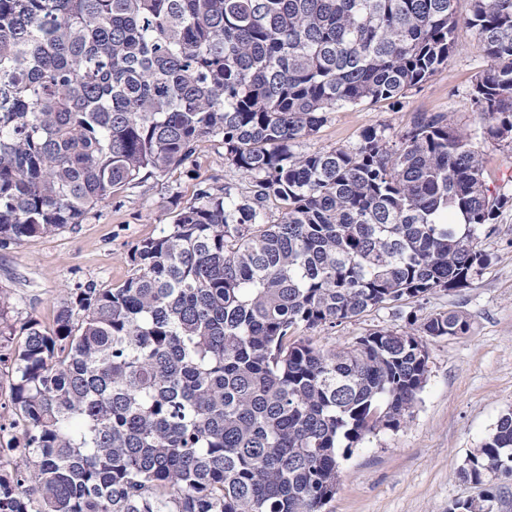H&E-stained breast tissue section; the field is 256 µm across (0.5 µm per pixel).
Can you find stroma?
<instances>
[{
  "label": "stroma",
  "instance_id": "stroma-1",
  "mask_svg": "<svg viewBox=\"0 0 512 512\" xmlns=\"http://www.w3.org/2000/svg\"><path fill=\"white\" fill-rule=\"evenodd\" d=\"M456 38L460 50L448 66L398 104L336 110L300 142L299 151L353 149L368 128L395 142L415 115L442 114L471 137L491 192L512 195V147L482 137L484 121L471 100L486 61L469 28L459 26ZM227 183L243 194L251 190L249 179L225 162L219 144L203 140L185 164L114 193L79 224L0 249V287L10 291L14 327L31 318L51 325L70 288L121 285L131 273L134 246L158 236L201 185L219 189ZM478 247L487 262L470 287L438 290L308 330L317 346L342 350L377 329L408 330L412 315L456 311L470 324L463 336L427 338L428 379L411 417L399 430L369 435L343 459L340 486L324 512H448L455 501L476 495L459 466L512 410V204L480 232Z\"/></svg>",
  "mask_w": 512,
  "mask_h": 512
}]
</instances>
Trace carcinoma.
<instances>
[{"label": "carcinoma", "mask_w": 512, "mask_h": 512, "mask_svg": "<svg viewBox=\"0 0 512 512\" xmlns=\"http://www.w3.org/2000/svg\"><path fill=\"white\" fill-rule=\"evenodd\" d=\"M456 2L0 0V248L80 223L203 139L254 183L200 187L123 285L74 288L52 327L0 341V512H321L341 459L401 427L423 337L465 335L463 315L337 352L295 331L470 287L477 231L512 198L441 114L393 146L376 129L354 150L295 146L428 81L461 21L487 59L483 134L512 145V0L463 19ZM459 471L481 492L448 512H493L512 412Z\"/></svg>", "instance_id": "carcinoma-1"}]
</instances>
